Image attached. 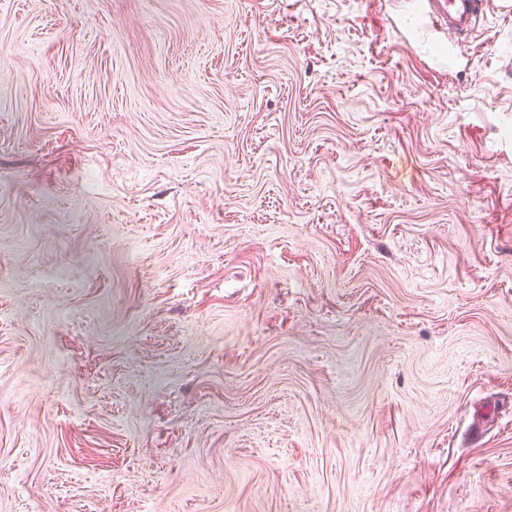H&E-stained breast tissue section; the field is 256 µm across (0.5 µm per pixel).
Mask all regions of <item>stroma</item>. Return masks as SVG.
<instances>
[{"label": "stroma", "mask_w": 512, "mask_h": 512, "mask_svg": "<svg viewBox=\"0 0 512 512\" xmlns=\"http://www.w3.org/2000/svg\"><path fill=\"white\" fill-rule=\"evenodd\" d=\"M0 512H512V17L0 0Z\"/></svg>", "instance_id": "1"}]
</instances>
